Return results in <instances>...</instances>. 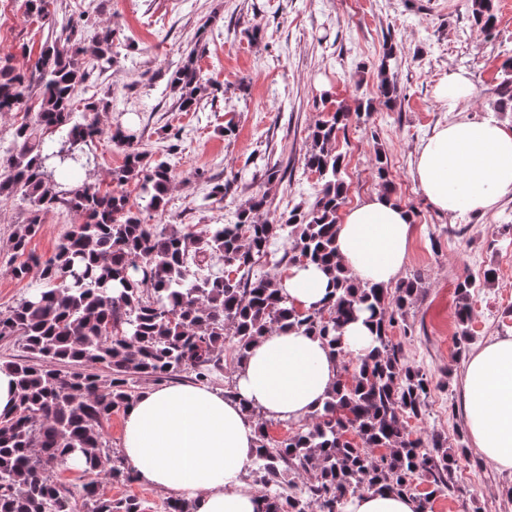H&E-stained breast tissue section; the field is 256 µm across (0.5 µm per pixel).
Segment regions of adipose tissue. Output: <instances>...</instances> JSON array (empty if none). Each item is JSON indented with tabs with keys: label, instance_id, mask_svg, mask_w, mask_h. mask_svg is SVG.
<instances>
[{
	"label": "adipose tissue",
	"instance_id": "adipose-tissue-1",
	"mask_svg": "<svg viewBox=\"0 0 512 512\" xmlns=\"http://www.w3.org/2000/svg\"><path fill=\"white\" fill-rule=\"evenodd\" d=\"M415 182L438 212L484 213L512 198V128L492 116L435 127L420 144ZM413 215L382 193L350 206L336 232V257L361 282L390 286L409 255ZM289 304L320 307L331 290L313 265L289 267L277 279ZM339 374V360L315 335L291 328L268 333L248 351L233 400L212 387L156 386L125 413L122 447L139 482L187 496L196 512H261L262 502L242 481L256 453V423L247 399L265 416L300 421L321 407ZM462 412L477 454L512 471V334L487 341L468 359ZM408 495L369 490L349 498L344 512H416Z\"/></svg>",
	"mask_w": 512,
	"mask_h": 512
}]
</instances>
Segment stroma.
Returning a JSON list of instances; mask_svg holds the SVG:
<instances>
[{
  "instance_id": "obj_1",
  "label": "stroma",
  "mask_w": 512,
  "mask_h": 512,
  "mask_svg": "<svg viewBox=\"0 0 512 512\" xmlns=\"http://www.w3.org/2000/svg\"><path fill=\"white\" fill-rule=\"evenodd\" d=\"M499 22L485 35L468 18V0H54L51 17H27L24 0H0V50L25 66L22 46L39 51L48 35L60 33L69 17L86 12L92 26L112 25L115 62L91 73L86 95L108 97L102 127L143 129V149L158 151L168 128L182 131L168 161L175 173L163 216L177 228L203 232L231 224L249 197L268 192L264 216L313 201L318 182L305 166L307 137L336 106L353 110L371 104L368 119H351L336 142L345 158L347 204L380 189L375 154L384 151L397 201L414 215L403 276L418 272L423 288L405 316L406 328L392 331L407 363L432 380L427 415L409 420L413 436L438 434L457 446L464 420L461 401L464 361L454 358L455 284L482 279L497 270L493 286L475 290L471 347L512 333V199L481 215L455 218L436 212L418 189L412 168L416 151L451 115L435 96L449 69L468 72L476 96L461 109L479 119L491 114L501 81L502 55L512 50V0H496ZM203 38L198 60L202 91L196 111H179L166 87L186 47ZM399 48L390 72L401 95L387 106L376 93L377 67L385 43ZM281 178L268 182L266 164ZM206 173L237 187L222 203L204 204ZM26 220L24 207H0V312L25 297L29 280L10 269L20 258L10 247L14 230ZM76 216L49 213L29 248L47 259L63 242ZM451 492L434 498L432 512H512V471L499 470L478 454L461 460Z\"/></svg>"
}]
</instances>
